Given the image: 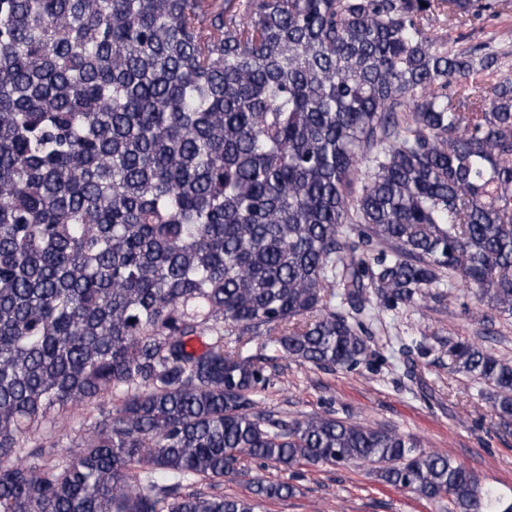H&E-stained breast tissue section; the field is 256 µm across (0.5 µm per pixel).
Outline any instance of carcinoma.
I'll return each mask as SVG.
<instances>
[{"label":"carcinoma","instance_id":"cac0c4a2","mask_svg":"<svg viewBox=\"0 0 512 512\" xmlns=\"http://www.w3.org/2000/svg\"><path fill=\"white\" fill-rule=\"evenodd\" d=\"M502 2L0 0V512H260L293 486L224 478L365 462L512 512L413 435L263 397L284 358L357 367L375 304L512 318V51L434 27ZM448 372L512 432L511 359L450 340Z\"/></svg>","mask_w":512,"mask_h":512}]
</instances>
